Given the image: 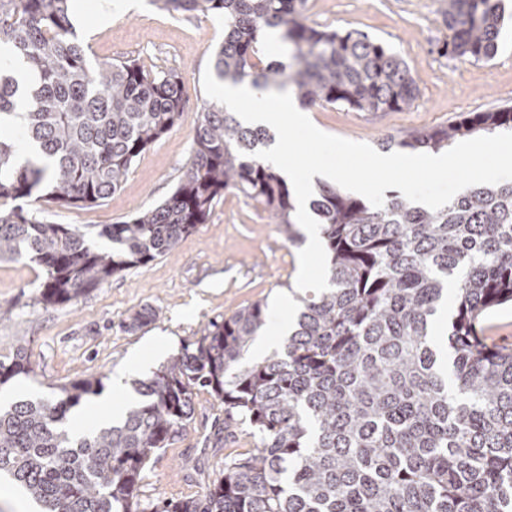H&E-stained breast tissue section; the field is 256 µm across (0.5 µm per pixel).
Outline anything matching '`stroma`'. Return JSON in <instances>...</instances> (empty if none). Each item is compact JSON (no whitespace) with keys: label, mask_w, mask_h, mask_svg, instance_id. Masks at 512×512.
I'll return each mask as SVG.
<instances>
[{"label":"stroma","mask_w":512,"mask_h":512,"mask_svg":"<svg viewBox=\"0 0 512 512\" xmlns=\"http://www.w3.org/2000/svg\"><path fill=\"white\" fill-rule=\"evenodd\" d=\"M505 24L499 50L488 63H462L439 55L448 38L442 0H308L310 24L321 29L357 28L394 47L420 88L414 107L399 112H356L328 106L309 109L320 130L378 146L387 134H408L447 125L466 112L512 108V0H504ZM78 39L93 62L134 59L148 67L181 73L187 114L184 122L146 150L121 188L104 204L66 208L48 204L38 217L49 224H115L164 200L190 157L196 111L207 100L202 76L224 39L219 15L169 14L151 0L140 9L117 11L111 22L94 25L72 11ZM298 247L285 240L262 206L228 192L206 223L183 238L170 254L144 267L113 276L67 305L39 302L42 270L28 259L0 261V355L25 346L30 368L0 387V403L35 394L51 396L71 381L105 373V394L130 362L147 367L139 378L177 355L184 340L201 336L210 321L257 301L268 313L287 312L298 291ZM156 308L158 319L131 333L130 315ZM191 421L171 447L160 450L146 471L141 493L153 500L172 497L175 477L190 495L203 494L192 477L200 467L210 479L224 470L208 440L224 421V407L207 392L195 398Z\"/></svg>","instance_id":"obj_1"}]
</instances>
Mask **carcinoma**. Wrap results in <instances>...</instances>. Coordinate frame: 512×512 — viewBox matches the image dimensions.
I'll return each instance as SVG.
<instances>
[{"label":"carcinoma","mask_w":512,"mask_h":512,"mask_svg":"<svg viewBox=\"0 0 512 512\" xmlns=\"http://www.w3.org/2000/svg\"><path fill=\"white\" fill-rule=\"evenodd\" d=\"M169 13L224 17L214 51L219 79L290 86L305 106L358 112L412 107L419 88L393 48L359 30L308 24L306 0H153ZM448 42L461 62L494 59L502 0H444ZM288 44L262 59L265 31ZM0 260L41 267V300L71 303L113 275L174 250L206 223L226 192L252 199L299 245L296 205L276 168L255 157L266 129L212 103L195 113L191 157L160 204L98 236L45 224L20 205L96 206L137 158L185 117L182 77L133 60L92 63L70 0H0ZM26 96L27 111H16ZM512 130V109L476 112L381 145L438 152L461 138ZM312 209L327 253L329 289L300 298L297 329L260 361L247 357L266 324L260 301L182 344L116 424L71 436L72 409L104 389L100 373L51 399L0 408V473L43 512H512V348L487 342L480 323L512 305V183L476 185L438 211L392 192L375 208L336 184ZM451 300V371L439 367L433 316ZM130 316L136 332L156 320ZM25 348L0 358V386L28 374ZM224 404V422L252 430L255 448L224 459L199 498L140 497L152 456L190 421L194 396Z\"/></svg>","instance_id":"obj_1"}]
</instances>
